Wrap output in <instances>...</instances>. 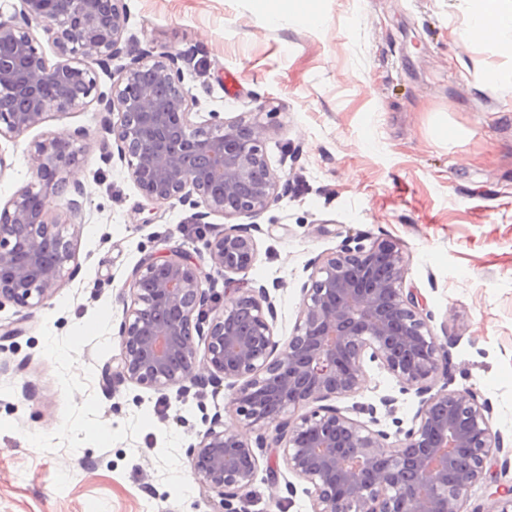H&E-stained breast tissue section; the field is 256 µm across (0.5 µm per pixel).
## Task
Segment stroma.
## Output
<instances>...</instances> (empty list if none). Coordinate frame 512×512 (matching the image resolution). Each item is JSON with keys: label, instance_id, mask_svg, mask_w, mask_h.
I'll use <instances>...</instances> for the list:
<instances>
[{"label": "stroma", "instance_id": "35a3bbf8", "mask_svg": "<svg viewBox=\"0 0 512 512\" xmlns=\"http://www.w3.org/2000/svg\"><path fill=\"white\" fill-rule=\"evenodd\" d=\"M123 4L128 50L181 55L198 112L263 124L270 166L288 183L256 219L251 267L233 287L216 283L218 305L265 286L274 334L287 339L311 262L359 234L395 243L406 287L447 346L449 389L477 391L503 436L466 502L499 512L494 488L512 486V85L482 84L479 73L507 59L461 40L458 0H316L320 31L294 21L305 0ZM274 11L284 16L276 26ZM102 117L93 101L0 140V205L31 182L30 145L54 135H77L67 175L85 190L76 217L46 200L49 220L75 237L77 274L40 306H0V325L18 329L0 339V512H214L218 498L193 476L187 449L214 414L239 427L231 390L104 379L137 263L175 246L197 254L199 231L233 222L213 215L201 230L189 206L144 198L125 165L105 158ZM365 370L337 406L375 405L391 433L411 423L415 392L376 365ZM306 488L284 460L261 456L249 512H312Z\"/></svg>", "mask_w": 512, "mask_h": 512}]
</instances>
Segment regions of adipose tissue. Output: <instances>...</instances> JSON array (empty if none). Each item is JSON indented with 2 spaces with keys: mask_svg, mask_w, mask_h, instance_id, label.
Segmentation results:
<instances>
[{
  "mask_svg": "<svg viewBox=\"0 0 512 512\" xmlns=\"http://www.w3.org/2000/svg\"><path fill=\"white\" fill-rule=\"evenodd\" d=\"M468 24L467 42L487 43L512 60V0H460Z\"/></svg>",
  "mask_w": 512,
  "mask_h": 512,
  "instance_id": "ef3b65f1",
  "label": "adipose tissue"
}]
</instances>
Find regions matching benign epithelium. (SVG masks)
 I'll return each mask as SVG.
<instances>
[{"mask_svg":"<svg viewBox=\"0 0 512 512\" xmlns=\"http://www.w3.org/2000/svg\"><path fill=\"white\" fill-rule=\"evenodd\" d=\"M0 14V137L16 138L51 111L92 98L105 119L103 140L150 201L176 200L195 209L196 224L212 215L255 218L279 198V180L263 147V126L219 113L195 123L179 56L143 50L129 57L110 92L82 66L124 55L122 0H21ZM40 23L57 61L49 63L29 33ZM74 137L51 136L30 146L33 182L0 207V306L39 305L60 288L75 261L73 240L48 220L51 193L82 209V186L65 173ZM257 224L234 225L203 238L212 271L247 270L256 256ZM406 259L392 242L350 237L312 264L304 306L291 336L274 335L276 309L266 288H251L230 306L215 305V278L179 247L143 259L128 281L132 296L119 326V375L151 388L227 383L247 428L276 423L271 444L252 443L211 419L187 449L193 475L220 498L219 512H248L250 487L266 448H280L288 472L312 486L313 512H464L472 485L485 475L492 449L502 448L490 406L472 389L448 390V350L413 289ZM205 343L198 357L193 336ZM411 388L420 406L409 428H377L376 408L341 409L329 401L356 392L365 364ZM202 366L208 376L201 377ZM445 383L437 391L438 379ZM307 413L293 416L303 407ZM366 414L361 421L351 414Z\"/></svg>","mask_w":512,"mask_h":512,"instance_id":"7a95c632","label":"benign epithelium"}]
</instances>
